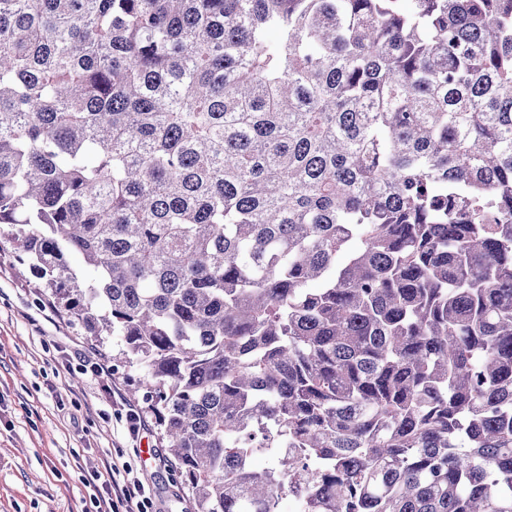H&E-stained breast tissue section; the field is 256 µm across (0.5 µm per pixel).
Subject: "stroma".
Listing matches in <instances>:
<instances>
[{
	"instance_id": "1",
	"label": "stroma",
	"mask_w": 512,
	"mask_h": 512,
	"mask_svg": "<svg viewBox=\"0 0 512 512\" xmlns=\"http://www.w3.org/2000/svg\"><path fill=\"white\" fill-rule=\"evenodd\" d=\"M80 353L108 360L113 351L86 338L0 237V512H82L73 458L99 469L108 448L123 449L134 475L153 489L156 512H193L154 416L121 379L100 392L78 371ZM127 407L143 420L133 438L120 415Z\"/></svg>"
}]
</instances>
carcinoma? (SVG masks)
<instances>
[{
    "instance_id": "1",
    "label": "carcinoma",
    "mask_w": 512,
    "mask_h": 512,
    "mask_svg": "<svg viewBox=\"0 0 512 512\" xmlns=\"http://www.w3.org/2000/svg\"><path fill=\"white\" fill-rule=\"evenodd\" d=\"M2 225L194 512H512V0H0Z\"/></svg>"
}]
</instances>
